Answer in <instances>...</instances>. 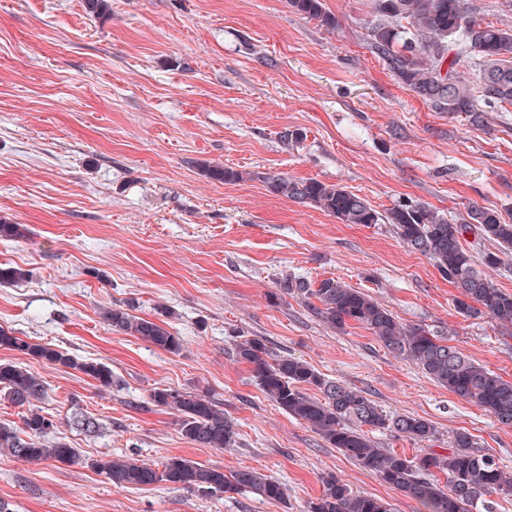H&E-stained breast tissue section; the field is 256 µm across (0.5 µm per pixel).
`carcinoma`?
<instances>
[{
  "label": "carcinoma",
  "mask_w": 512,
  "mask_h": 512,
  "mask_svg": "<svg viewBox=\"0 0 512 512\" xmlns=\"http://www.w3.org/2000/svg\"><path fill=\"white\" fill-rule=\"evenodd\" d=\"M299 14L328 29L338 26L324 0H288ZM366 41L395 78L437 112L465 116L476 127L488 124L483 106L512 105V29L485 23L473 15L467 0H373V18L367 22ZM472 57L478 65L476 80L460 75L458 63ZM205 175L224 183L238 182L242 173L218 164H206ZM274 195L319 209L340 224H390L400 241L427 256L443 279L456 288L455 308L466 318L488 317L502 327L512 325V292L498 287L488 274L512 257V221L496 209L472 205L458 221L426 203L403 201L387 211L375 210L363 196L345 187L316 179H295L284 174L258 175ZM497 244L478 256L464 247L467 234ZM24 224L0 221V239L28 238ZM28 278L20 267L0 264V284H18ZM284 294L313 297L317 313L330 326L353 322L369 331L390 353L402 356L423 374L461 399L481 407L495 420L512 426V381L448 344V335L423 325H407L368 293L335 278L317 283L301 277L280 282ZM102 318L112 330L136 336L166 352L181 350L179 336L167 321L131 313L121 305L107 307ZM0 347L35 360L79 370L107 391L112 390V368L101 361H78L48 343H36L14 330L0 327ZM237 358L249 366L264 394L288 415L306 424L330 447L418 505V512H474L493 494L512 496V475L494 456L477 449L472 435L455 434L451 448H433L408 457L375 447L370 434L390 431L422 443L435 438V428L414 415H390L368 393L322 376L308 362L274 356L260 337L235 344ZM313 389L321 397L308 394ZM21 409L20 422H0V451L24 462L53 461L87 464L120 486H147L165 482L172 488L204 495L249 491L281 501L285 487L255 470L229 474L181 456L161 466L138 459H91L80 449L57 440L45 441L56 427L38 403L47 398L43 381L26 369L0 363V399ZM149 404L178 416V431L190 444L202 448H231L236 443L235 422L224 415L206 392L156 388ZM72 425L95 434L100 423L89 415L74 416ZM446 477L442 483L436 477ZM323 491L308 505V512H393L385 499L353 491L336 476L322 477Z\"/></svg>",
  "instance_id": "1"
}]
</instances>
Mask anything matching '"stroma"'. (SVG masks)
Segmentation results:
<instances>
[{"label":"stroma","instance_id":"obj_1","mask_svg":"<svg viewBox=\"0 0 512 512\" xmlns=\"http://www.w3.org/2000/svg\"><path fill=\"white\" fill-rule=\"evenodd\" d=\"M329 31L288 0H0V220L28 240L0 239V263L28 270L0 286V326L79 359L107 363L102 390L76 369L0 348L44 382L54 437L92 458L182 456L279 481L287 498L200 495L158 483L117 487L83 465L26 463L0 452V500L11 512H306L327 474L354 491L416 504L328 447L267 398L234 350L262 337L324 377L366 391L390 414L456 432L512 471V426L498 423L389 353L369 330L338 329L314 299L279 291L288 276L363 289L406 324L446 331L450 345L512 381V334L461 316L456 290L392 225L340 224L271 194L260 172L338 183L383 212L405 200L455 218L470 205L512 218V107L486 127L433 111L398 82L365 41L372 0H325ZM301 130L296 147L282 131ZM212 162L245 172L224 184ZM168 322L170 354L112 330L104 308ZM209 391L237 425L235 447L186 443L154 388ZM76 410L100 435L71 427Z\"/></svg>","mask_w":512,"mask_h":512}]
</instances>
